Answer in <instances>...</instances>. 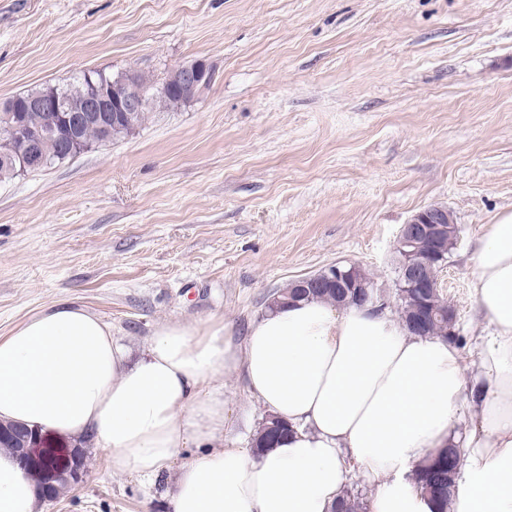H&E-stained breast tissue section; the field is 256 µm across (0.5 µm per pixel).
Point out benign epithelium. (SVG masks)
Instances as JSON below:
<instances>
[{
	"mask_svg": "<svg viewBox=\"0 0 512 512\" xmlns=\"http://www.w3.org/2000/svg\"><path fill=\"white\" fill-rule=\"evenodd\" d=\"M135 71H128L116 78L110 85L104 84L96 95L87 100L79 112H69L64 107L62 96L56 94L49 99L39 98L27 101V105L47 111V132L57 135L66 146L77 147L81 143V134L85 127L97 125L103 129L123 123L128 127L134 126V116L144 111L143 96H132L127 92ZM213 71L207 60L193 59L175 67L173 81L165 82L158 88L162 95L170 94L175 89L186 101L197 100L209 87ZM0 162L18 168V173L42 166L48 162L43 151L41 139L31 140L29 151L22 156L4 155ZM450 217L448 209L443 206L431 205L419 211L404 224L398 234L396 247L409 246L418 239L439 240L448 235ZM447 259L436 253L410 251L405 253V259L398 270L395 282V297H400L405 288H423L427 291L438 287L428 270L432 266L442 268ZM352 271L344 267L331 266L318 274L304 277L295 281L299 288H359L363 301L368 306L384 309L387 306L386 297L378 292L371 284L356 283L350 280ZM0 437L22 442L19 450L20 464L26 469L38 468L43 472L44 480L41 485L42 493L51 498L58 485L62 483L76 484L84 475L80 469V454L75 449L66 450L51 445L44 435L22 428L3 430Z\"/></svg>",
	"mask_w": 512,
	"mask_h": 512,
	"instance_id": "obj_1",
	"label": "benign epithelium"
}]
</instances>
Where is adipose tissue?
Segmentation results:
<instances>
[{
	"mask_svg": "<svg viewBox=\"0 0 512 512\" xmlns=\"http://www.w3.org/2000/svg\"><path fill=\"white\" fill-rule=\"evenodd\" d=\"M470 299L487 323L475 368L457 345L411 334L388 311L320 300L268 311L244 341L234 326L156 328L137 361L112 326L62 303L0 336V421L92 442L109 469L146 484L178 448L170 512H331L352 457L375 486L370 512H436L419 465L463 448L450 512H512V212L479 239ZM243 375L295 432L259 452L223 448L224 394ZM0 512H43L15 453L0 448Z\"/></svg>",
	"mask_w": 512,
	"mask_h": 512,
	"instance_id": "1",
	"label": "adipose tissue"
}]
</instances>
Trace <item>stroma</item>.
Masks as SVG:
<instances>
[{"label":"stroma","instance_id":"stroma-1","mask_svg":"<svg viewBox=\"0 0 512 512\" xmlns=\"http://www.w3.org/2000/svg\"><path fill=\"white\" fill-rule=\"evenodd\" d=\"M195 58L214 70L199 99L0 182V336L70 302L135 360L168 320L244 337L275 291L332 265L390 295L402 225L440 205L460 228L440 282L474 358V251L512 211V0H0V99ZM214 385L225 447L249 448L264 407L243 377ZM83 450L44 512H168L198 453L148 489Z\"/></svg>","mask_w":512,"mask_h":512}]
</instances>
